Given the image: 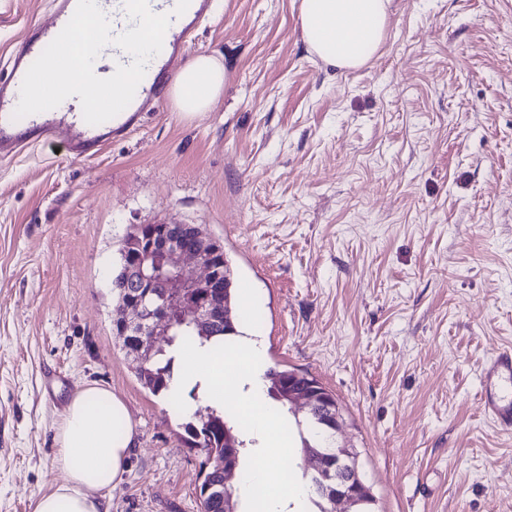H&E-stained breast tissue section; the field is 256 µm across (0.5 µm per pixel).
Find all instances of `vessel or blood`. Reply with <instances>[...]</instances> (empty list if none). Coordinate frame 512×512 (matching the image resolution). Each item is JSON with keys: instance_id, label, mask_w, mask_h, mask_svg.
I'll use <instances>...</instances> for the list:
<instances>
[{"instance_id": "1", "label": "vessel or blood", "mask_w": 512, "mask_h": 512, "mask_svg": "<svg viewBox=\"0 0 512 512\" xmlns=\"http://www.w3.org/2000/svg\"><path fill=\"white\" fill-rule=\"evenodd\" d=\"M53 4V26L33 28L28 40L12 53L7 76L0 78V159L15 155L33 141L64 145L74 158L83 159L102 142L133 130L141 120L144 101L161 99L162 87L169 77L170 57L185 49L190 30L210 16L213 0H149L154 13L170 17L162 52L148 62L130 104L115 117L97 125L85 121L76 95L54 109L19 119L14 116L26 71L70 20L77 0H53ZM97 4L109 20L112 35L135 28V21L126 13L125 0H97ZM131 62L128 53L111 44L100 52L93 69L98 77L107 78L115 73L118 65L127 66ZM509 385H512V352L505 351L493 359L484 375L482 400L485 411L507 428L512 426V398L504 396L503 390Z\"/></svg>"}]
</instances>
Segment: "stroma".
Wrapping results in <instances>:
<instances>
[{
    "mask_svg": "<svg viewBox=\"0 0 512 512\" xmlns=\"http://www.w3.org/2000/svg\"><path fill=\"white\" fill-rule=\"evenodd\" d=\"M49 0H0V75ZM294 0H218L185 60L228 74L212 111L171 108L96 155L0 160V512L59 481L61 408L97 386L134 446L108 512H202L184 415L112 331L130 225H202L257 291L266 365L336 399L377 512H512V428L481 407L512 351V0H393L381 49L310 55Z\"/></svg>",
    "mask_w": 512,
    "mask_h": 512,
    "instance_id": "obj_1",
    "label": "stroma"
}]
</instances>
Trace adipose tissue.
Masks as SVG:
<instances>
[{
	"label": "adipose tissue",
	"mask_w": 512,
	"mask_h": 512,
	"mask_svg": "<svg viewBox=\"0 0 512 512\" xmlns=\"http://www.w3.org/2000/svg\"><path fill=\"white\" fill-rule=\"evenodd\" d=\"M391 0H298L297 23L309 53L325 64L350 70L364 66L382 47ZM223 63L201 55L176 75L169 94L183 118L210 111L224 94ZM122 432H115V422ZM134 428L124 402L94 386L70 399L56 433L59 483L39 495L35 512H105L106 490L125 471Z\"/></svg>",
	"instance_id": "obj_1"
}]
</instances>
